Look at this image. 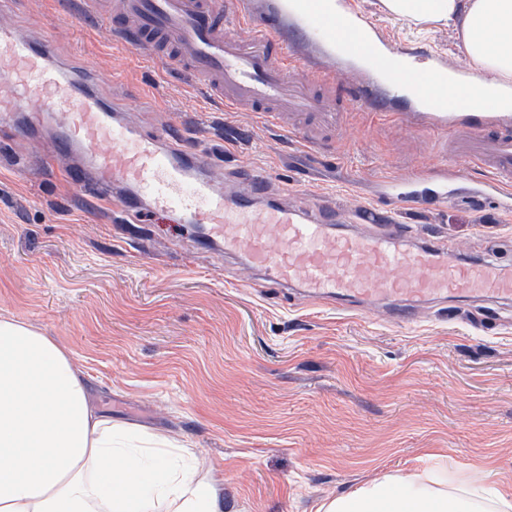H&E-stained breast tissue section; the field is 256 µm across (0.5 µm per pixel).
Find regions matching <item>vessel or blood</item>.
Listing matches in <instances>:
<instances>
[{
	"mask_svg": "<svg viewBox=\"0 0 512 512\" xmlns=\"http://www.w3.org/2000/svg\"><path fill=\"white\" fill-rule=\"evenodd\" d=\"M296 2L307 36L334 43L398 93L395 104L377 97L365 102L367 112L432 135L456 133L434 167L415 169L404 180L383 177L391 207L437 208L471 194L512 213L511 112L470 111L464 92L468 77L461 71L454 76L455 98L443 96L449 76L445 58L415 67L410 53L394 58L377 29L356 13L328 10L324 0ZM81 7L101 18L117 44L131 48L149 36L153 55L169 48L183 51L189 75L225 108L273 119L294 115L288 131L304 146L316 143L304 116L327 126L338 121L337 111L290 77L292 71L309 68L318 84L332 85L334 56L311 60L302 41L286 33L285 11L277 2L259 23L252 20L249 0H81ZM0 71L11 75L0 86V112L18 111L34 91L45 93L69 131L60 150L84 154L96 183L111 189L123 211L149 200L185 214L205 225L208 240L247 256L270 283L298 285L315 298H375L406 324L415 319L409 304L413 298L444 300L459 293L512 298V277L500 275L491 264L463 260L432 241L404 247L399 225L384 224L374 207H366L357 221L380 225V232L335 234L334 209L303 213L272 199L262 169L233 181L208 153L183 150L168 132L135 138L112 119L88 78L52 59L48 48L22 30L1 23ZM460 162L481 169L482 177L457 181L454 169Z\"/></svg>",
	"mask_w": 512,
	"mask_h": 512,
	"instance_id": "1",
	"label": "vessel or blood"
}]
</instances>
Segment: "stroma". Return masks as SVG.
<instances>
[{"label": "stroma", "mask_w": 512, "mask_h": 512, "mask_svg": "<svg viewBox=\"0 0 512 512\" xmlns=\"http://www.w3.org/2000/svg\"><path fill=\"white\" fill-rule=\"evenodd\" d=\"M352 2L393 46L459 53L448 28L420 30L381 13L379 0ZM0 11L126 106L138 136L169 128L231 177L264 167L271 192L303 211L335 204L338 224L374 203L372 180L439 160L428 133L371 122L342 86L319 90L342 127L309 149L255 113L226 111L178 58L101 41L79 0H0ZM145 89L164 113L139 111ZM63 137L46 113L0 126V313L64 344L113 420L193 451L222 484L223 512H316L382 474L439 463L458 476L487 463L512 491V301L421 302L403 324L381 304L346 311L265 287L170 211L146 203L113 223L110 202L45 162ZM395 218L409 245L434 238L512 270V214L490 201L459 197Z\"/></svg>", "instance_id": "stroma-1"}]
</instances>
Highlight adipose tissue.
Listing matches in <instances>:
<instances>
[{"label": "adipose tissue", "mask_w": 512, "mask_h": 512, "mask_svg": "<svg viewBox=\"0 0 512 512\" xmlns=\"http://www.w3.org/2000/svg\"><path fill=\"white\" fill-rule=\"evenodd\" d=\"M380 9L451 29L474 110L512 111V100L486 94L512 86V0H380ZM196 470L176 439L104 414L66 347L0 314V512H222L219 482ZM485 480L481 465L457 483L442 468L388 474L316 512H512V495Z\"/></svg>", "instance_id": "1"}]
</instances>
